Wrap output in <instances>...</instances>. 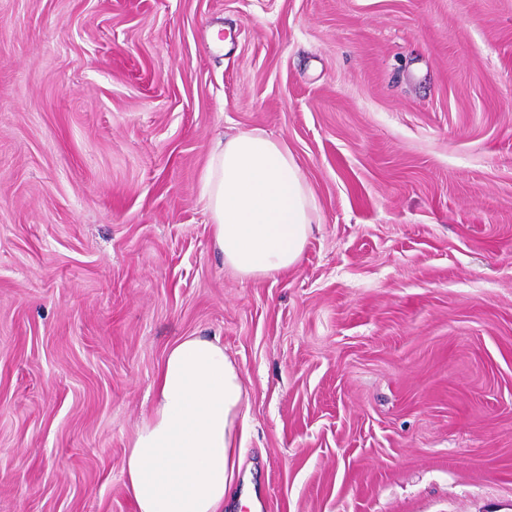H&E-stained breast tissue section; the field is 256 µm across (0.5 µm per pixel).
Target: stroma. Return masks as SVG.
<instances>
[{
  "label": "stroma",
  "mask_w": 512,
  "mask_h": 512,
  "mask_svg": "<svg viewBox=\"0 0 512 512\" xmlns=\"http://www.w3.org/2000/svg\"><path fill=\"white\" fill-rule=\"evenodd\" d=\"M254 129L316 224L244 280L201 175ZM185 336L252 512H512V0H0V512H135Z\"/></svg>",
  "instance_id": "obj_1"
}]
</instances>
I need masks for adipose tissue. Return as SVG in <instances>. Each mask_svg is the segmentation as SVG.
Instances as JSON below:
<instances>
[{"label":"adipose tissue","mask_w":512,"mask_h":512,"mask_svg":"<svg viewBox=\"0 0 512 512\" xmlns=\"http://www.w3.org/2000/svg\"><path fill=\"white\" fill-rule=\"evenodd\" d=\"M201 184L212 245L230 271L271 279L300 262L315 205L283 142L258 131L218 140ZM247 412L244 374L220 341L187 336L171 346L124 461L135 512H224Z\"/></svg>","instance_id":"1"}]
</instances>
